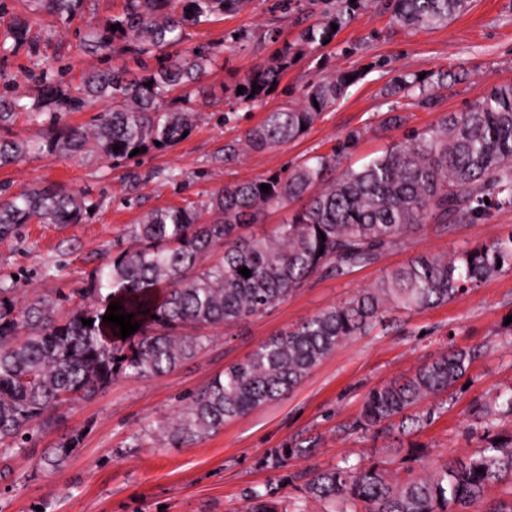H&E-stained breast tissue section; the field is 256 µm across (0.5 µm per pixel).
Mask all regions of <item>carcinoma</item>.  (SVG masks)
Here are the masks:
<instances>
[{
    "mask_svg": "<svg viewBox=\"0 0 512 512\" xmlns=\"http://www.w3.org/2000/svg\"><path fill=\"white\" fill-rule=\"evenodd\" d=\"M85 0H32L67 21ZM249 0H122L111 28L91 27L83 36L90 52L116 44L142 71L132 79L122 69L93 73L78 93L43 77L42 92L24 102L0 99V129L25 113L42 120L38 139L0 137V168L28 155H77L93 149L115 164L131 160L136 148L163 151L195 127L197 113L175 105L174 90L196 84L208 72L216 48L185 47L186 28L234 12ZM470 0H306L319 14L294 43L284 44L269 62L248 74L238 95L242 104L266 96L296 55L334 40L331 24L343 27L368 8L390 14L402 28H434L467 11ZM28 45L24 19L12 18L0 49ZM157 58L151 68L146 59ZM343 72L302 87L300 101L270 112L241 142L224 145L218 162L242 152L277 148L304 134L322 112L350 87ZM151 86H145V83ZM259 89L252 90V85ZM404 92L430 108L435 95L414 74L391 79V93ZM110 101L89 125H65L68 112H83L92 101ZM160 145H155V142ZM119 150H113V146ZM340 147L287 170L286 174L226 185L206 200L167 206L145 214L132 232L133 244L96 270L73 309L61 314L62 300L22 304L14 284L0 280V457L8 456L59 420L76 402L92 397L127 374L152 378L170 373L207 346V337L185 328L233 326L246 322L293 294L312 276H338L398 248L435 225L446 232L471 224L493 208H512V84L491 88L470 111L450 113L437 126L407 136L357 170L329 179L339 164ZM267 184L269 192L260 191ZM305 204L269 233H247L272 208ZM94 203L82 190L55 185L25 188L0 200V241L18 229L39 224H79ZM222 257L206 262L215 251ZM246 267V278L239 269ZM512 270V235L448 256L420 255L386 273L373 287L357 291L282 332L243 360L224 369L190 397L163 433L172 447L190 446L224 428L227 421L286 397L328 356L372 329L395 309L414 311L447 303L474 285ZM132 313L138 331L123 339L120 328L102 322L108 305ZM91 319L85 326L82 320ZM474 354L451 349L411 375L372 388L352 429L396 430L413 435L430 423L439 407L420 405L448 394L466 375ZM490 432L512 418V387L476 408ZM74 437L44 456L59 470L77 450ZM312 449L296 444L276 448L261 467L280 470L289 456ZM278 476L246 493V512H288ZM512 484V434L498 435L464 460L446 461L428 474L402 478L377 458L355 464L344 460L314 470L304 484L307 497L327 505L325 512H470L485 501L488 488Z\"/></svg>",
    "mask_w": 512,
    "mask_h": 512,
    "instance_id": "cac0c4a2",
    "label": "carcinoma"
}]
</instances>
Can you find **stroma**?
<instances>
[{
	"label": "stroma",
	"mask_w": 512,
	"mask_h": 512,
	"mask_svg": "<svg viewBox=\"0 0 512 512\" xmlns=\"http://www.w3.org/2000/svg\"><path fill=\"white\" fill-rule=\"evenodd\" d=\"M279 2L252 0L241 11L189 28L192 45H222L225 37L245 30L271 29L275 38L243 41L217 55L207 76L190 86L182 101L198 120L181 144L119 166L87 153L31 155L0 168L4 194L56 184L85 190L96 203L82 223L27 224L15 238L0 242V277L14 279L20 300L76 296L95 269L130 246L134 224L155 208L203 200L226 185L286 171L338 147L345 150L343 167L360 168L406 134L436 126L448 113L468 111L491 87L512 83V0H471L466 12L434 29H403L389 15L361 12L330 44L298 58L263 100L241 104L236 85L313 23L303 10L305 0H291L284 11ZM120 7L121 0H86L82 14L63 24L48 11H30L22 0H0V36L20 14L29 21L30 41L29 47L0 52V94L33 97L47 69L59 72L71 90L94 69H135L123 52L101 56L82 45L87 28L108 24ZM348 70L361 71V80L300 138L232 163L216 162L226 142L243 138L266 113L297 101L304 84ZM397 70L424 75L436 84L437 98L429 109L403 99L406 121L391 128L383 124L390 107L384 87ZM354 132L358 140L348 142ZM511 234L512 208L447 233L427 229L347 275H314L288 299L243 325L208 329L209 346L167 375L116 378L40 431L27 447L0 460V512H245V492L275 477L273 470L261 467V458L296 443L311 447L312 453L289 458V481L280 494L302 512H322L319 503L301 499L312 469L345 459L367 460L393 444L388 433L350 429L368 391L409 375L451 347L476 353L463 384L415 435L426 455L396 454L389 457L388 468L421 472L482 449L488 438L474 411L512 385V327L505 323L512 316V271L448 303L392 311L370 332L339 347L287 397L226 422L223 430L194 446L174 448L152 434L225 367L276 334L374 286L389 270L420 254L448 253ZM75 434L80 444L62 471L51 474L38 467L47 449Z\"/></svg>",
	"instance_id": "35a3bbf8"
}]
</instances>
